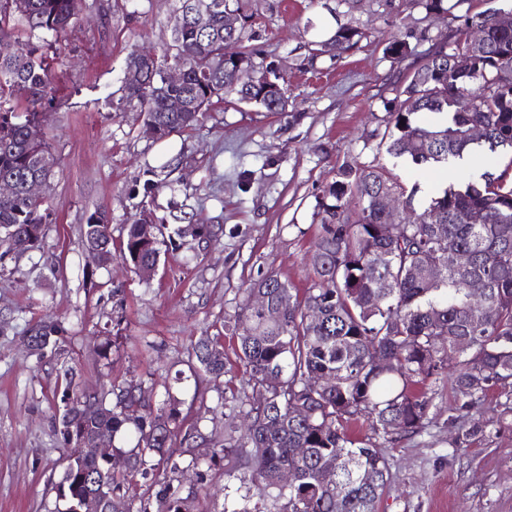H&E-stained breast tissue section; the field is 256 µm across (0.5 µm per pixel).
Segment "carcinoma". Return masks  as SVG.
<instances>
[{"label":"carcinoma","mask_w":512,"mask_h":512,"mask_svg":"<svg viewBox=\"0 0 512 512\" xmlns=\"http://www.w3.org/2000/svg\"><path fill=\"white\" fill-rule=\"evenodd\" d=\"M189 0H179L171 38L160 58L130 56L122 81L123 97L140 106L145 121L160 137L183 134L199 126L211 108L228 96L251 102L268 112H283L287 100L280 86L270 89L238 84L233 63L224 62V41L236 44L240 62L254 64L256 51L245 44L251 19L248 0H207L213 4L203 25L189 14ZM0 0V179L22 184L33 177L48 179L54 167H40L30 154L28 129L47 125L55 96L52 67L60 60L54 42L84 9V0ZM236 16V27L224 25V13ZM24 22L28 39L15 36ZM484 27L486 38L474 54L472 74L458 71L451 57L470 51L467 33L430 51L425 62L406 77L384 120L373 130L377 150L393 159L384 163H344L318 203L319 234L308 258L310 285L299 294L287 281L265 273L244 289L234 315L225 321L238 342L251 393L224 397V444L211 458H224L245 468L240 485L224 495V512L249 510L253 496L269 499L274 512H378L387 488L386 448L399 437L419 433L430 420L435 385L443 376L456 393L448 407L453 445L462 448L483 431L480 419L487 396L512 380V31H500L488 11L468 15L464 29ZM362 33L340 26L330 45L341 56L356 48ZM182 66L183 81L163 84L161 70ZM470 91L469 112L454 105L455 93ZM185 97L194 107L171 112L168 102ZM422 113L444 122L428 125ZM480 125L483 138L469 129ZM481 149L509 158L494 174L449 186L431 197L422 211L414 205L418 185L408 188L395 172L407 159L418 167L450 168L467 152ZM385 189L400 200V214L383 211ZM492 210L495 224H478L474 216ZM51 211L46 201L20 190L0 197V258L41 244ZM165 225L152 231L136 218L126 225L121 256L134 268L158 264L165 243ZM83 242L112 256V228L103 211L91 214ZM464 250L472 262L452 268L444 253ZM482 291L474 306V291ZM256 292L277 310L271 320L252 305ZM315 307L320 318L311 321ZM60 326L49 319L28 330L34 349L57 343ZM195 356L202 371L217 380L224 375V351L218 339L201 337ZM456 360L448 370V358ZM385 364H377V359ZM282 374L280 386H266V377ZM73 367L64 370L66 408L60 433L73 466L64 470L66 512L87 493L97 494L102 512H132L127 497L138 480L158 481L156 509L140 501L137 512H189L173 482L182 470L151 462L177 439L189 452L204 439L194 426L179 420L169 405L140 415L144 392L128 387L105 397L77 393ZM318 377L324 385L309 386ZM364 418L372 437L357 441L348 433L353 419ZM133 427L135 445L121 467L78 455V441L107 437ZM296 482L281 484L284 470Z\"/></svg>","instance_id":"1"}]
</instances>
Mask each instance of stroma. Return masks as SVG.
<instances>
[{
  "label": "stroma",
  "mask_w": 512,
  "mask_h": 512,
  "mask_svg": "<svg viewBox=\"0 0 512 512\" xmlns=\"http://www.w3.org/2000/svg\"><path fill=\"white\" fill-rule=\"evenodd\" d=\"M61 35L62 65L53 71L56 99L45 137L56 158L45 192L52 222L40 248L0 260V512H63L57 484L65 447L54 421L65 390L64 365L79 371L77 390L142 388L147 407L174 399L186 424L206 438L193 453L172 442L165 453L183 466L179 494L191 512H224L236 475L211 456L224 438L221 390L243 391L248 375L236 340L224 328L240 288L272 271L306 286L305 259L317 233L318 201L344 161L387 162L366 139L381 127L407 73L432 44L454 39L463 16L512 10V0H249L247 31L255 63L284 78L286 111L274 114L227 102L197 130L156 140L144 114L120 90L133 51L162 52L177 0H85ZM341 25L359 29L357 48L342 56L322 46ZM407 54L387 52L390 39ZM419 184V203L458 180L454 170L403 165ZM175 227L222 226L209 246L174 238L150 280L130 262H97L84 248L88 216L105 211L113 240L141 207ZM58 320L56 348L24 341L37 319ZM221 335L226 373L214 387L193 347ZM447 383L426 429L387 450L390 475L378 512H512V415L474 437L450 442ZM205 460L201 472L191 457Z\"/></svg>",
  "instance_id": "stroma-1"
}]
</instances>
